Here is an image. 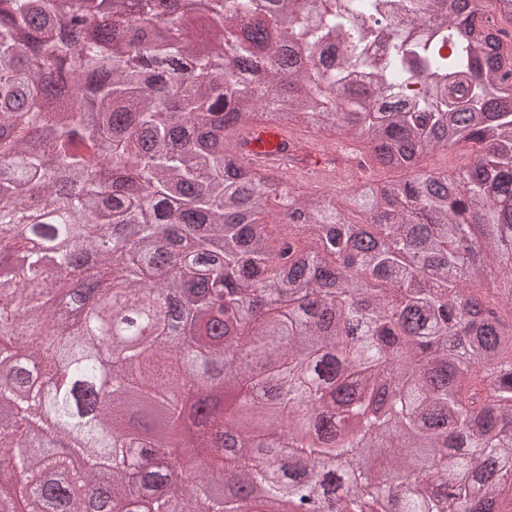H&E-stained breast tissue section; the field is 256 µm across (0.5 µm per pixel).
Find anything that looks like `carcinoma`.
<instances>
[{"label":"carcinoma","instance_id":"carcinoma-1","mask_svg":"<svg viewBox=\"0 0 512 512\" xmlns=\"http://www.w3.org/2000/svg\"><path fill=\"white\" fill-rule=\"evenodd\" d=\"M458 2L0 0V337H16L0 449H30L17 494L41 512H292L313 493L332 512H512V52L473 34L493 0ZM194 11L221 32L207 50ZM398 13L397 29L368 25ZM442 27L459 43L446 62ZM410 73L415 101L397 81ZM299 118L345 132L369 170L410 175L328 197L216 147V130ZM459 147L452 174L424 167ZM272 195L279 237L261 221ZM208 294L218 308L164 311ZM232 346L247 360L226 371ZM107 351L94 420L70 382L38 381H96ZM209 379L226 398L194 448L243 412L268 429L256 447L242 429L217 464L236 487L181 489L160 459L130 482L126 459L164 447ZM282 448L327 458L325 478L270 477L258 459ZM76 453L94 465L70 466ZM87 483L110 494L80 509Z\"/></svg>","mask_w":512,"mask_h":512}]
</instances>
